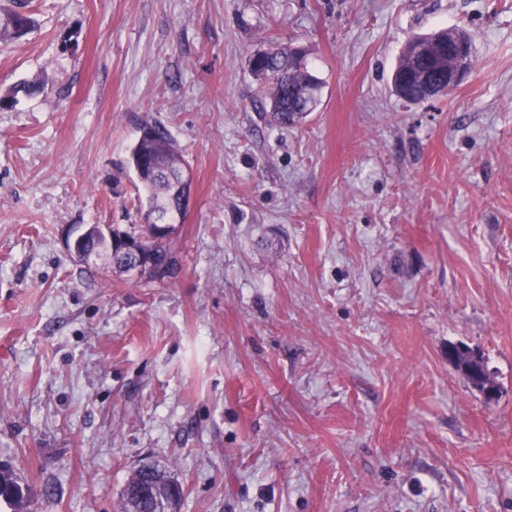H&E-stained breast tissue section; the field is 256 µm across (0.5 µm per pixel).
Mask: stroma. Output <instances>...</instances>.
Wrapping results in <instances>:
<instances>
[{"label": "stroma", "mask_w": 512, "mask_h": 512, "mask_svg": "<svg viewBox=\"0 0 512 512\" xmlns=\"http://www.w3.org/2000/svg\"><path fill=\"white\" fill-rule=\"evenodd\" d=\"M32 5L0 44V462L24 512H122L147 459L178 512H512V0ZM456 27L467 78L397 97L406 42ZM287 44L322 90L279 127L249 58ZM147 122L192 176L174 272H89L66 239L143 223Z\"/></svg>", "instance_id": "stroma-1"}]
</instances>
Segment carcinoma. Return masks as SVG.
Listing matches in <instances>:
<instances>
[{"instance_id": "cac0c4a2", "label": "carcinoma", "mask_w": 512, "mask_h": 512, "mask_svg": "<svg viewBox=\"0 0 512 512\" xmlns=\"http://www.w3.org/2000/svg\"><path fill=\"white\" fill-rule=\"evenodd\" d=\"M33 25V19L20 14L5 4H0V43L21 36ZM252 72L265 80L263 97L270 102V119L280 125H294L304 119L318 102L321 83L307 67L306 53L297 48L284 47L274 52L272 58L263 53L250 58ZM419 66V55L414 41H409L405 52L399 57L392 77L393 91L406 98L399 76ZM130 165L134 169L143 190L148 194L147 213H156L168 224V230L161 236L148 234V226L136 229L131 225L126 230L109 227L112 238L140 235L143 261L152 263V267L161 272L169 269L167 241L173 233V221L184 216L189 203L186 190L190 183L182 180V172L187 163L176 147L167 128L160 123H146L141 134L130 151ZM78 238L96 242L98 257L105 258L100 274L107 275L109 268L130 271L129 259L110 251L109 239L96 224L90 225ZM147 473L131 475L125 488L134 486L145 477L162 479L168 477L165 469L153 462L145 463Z\"/></svg>"}]
</instances>
